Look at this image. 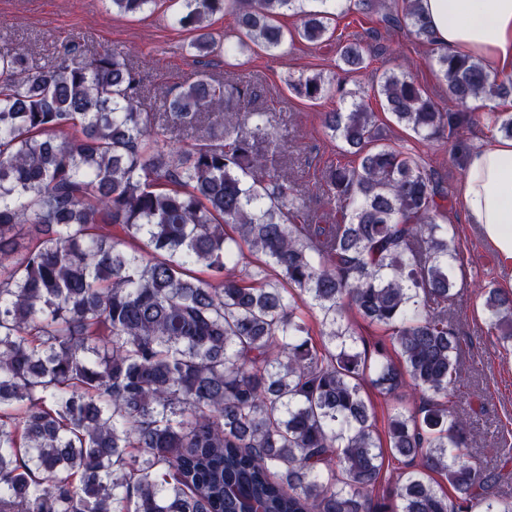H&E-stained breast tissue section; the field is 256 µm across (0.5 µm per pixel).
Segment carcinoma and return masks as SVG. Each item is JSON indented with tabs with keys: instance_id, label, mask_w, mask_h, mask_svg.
I'll list each match as a JSON object with an SVG mask.
<instances>
[{
	"instance_id": "obj_1",
	"label": "carcinoma",
	"mask_w": 512,
	"mask_h": 512,
	"mask_svg": "<svg viewBox=\"0 0 512 512\" xmlns=\"http://www.w3.org/2000/svg\"><path fill=\"white\" fill-rule=\"evenodd\" d=\"M109 2L136 15L154 0ZM179 2L172 21L203 56L219 48L216 14L237 31L225 54L276 53L290 37L324 41L340 7ZM286 11L303 16L295 35L277 24ZM395 22L435 44L421 0ZM366 61L360 43H338L342 73ZM435 64L444 107L401 70L324 113L355 160L322 171L336 223L315 224L274 159L283 135L247 108L249 81L201 73L151 113L121 52L83 57L69 43L35 68L0 49V512H243V497L261 512H512L492 492L512 447L481 465L454 412L462 338L448 304L462 263L448 191L386 142L368 102L445 141L473 123L471 100L511 96L512 79L442 46ZM286 84L308 101L332 89L320 73ZM489 121L512 138V113ZM201 128L190 147L171 143ZM347 306L393 352L369 349ZM483 307L511 347L512 293L489 287ZM406 383L419 403L382 439L366 387ZM386 453L404 471L381 499Z\"/></svg>"
}]
</instances>
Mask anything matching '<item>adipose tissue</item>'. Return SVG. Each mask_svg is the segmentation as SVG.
I'll use <instances>...</instances> for the list:
<instances>
[{"label": "adipose tissue", "instance_id": "1", "mask_svg": "<svg viewBox=\"0 0 512 512\" xmlns=\"http://www.w3.org/2000/svg\"><path fill=\"white\" fill-rule=\"evenodd\" d=\"M437 44L480 60L493 73L512 75V0H421ZM470 223L500 263L512 268V139L473 151L459 190Z\"/></svg>", "mask_w": 512, "mask_h": 512}]
</instances>
